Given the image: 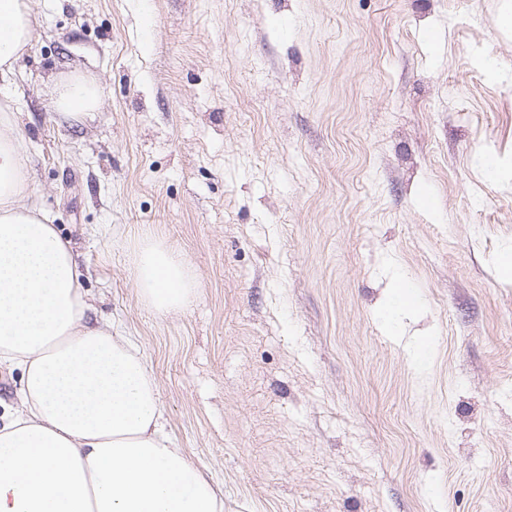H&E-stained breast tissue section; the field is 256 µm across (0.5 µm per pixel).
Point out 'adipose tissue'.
Wrapping results in <instances>:
<instances>
[{"label": "adipose tissue", "mask_w": 512, "mask_h": 512, "mask_svg": "<svg viewBox=\"0 0 512 512\" xmlns=\"http://www.w3.org/2000/svg\"><path fill=\"white\" fill-rule=\"evenodd\" d=\"M34 36L31 0H0V75ZM104 97L80 74L52 90L56 119L82 122ZM31 157L0 103V366L20 373L19 405L0 425V512H224V500L175 448L156 386L132 340L86 322L83 273L30 186ZM142 299L165 314L195 282L163 241L141 239Z\"/></svg>", "instance_id": "adipose-tissue-1"}]
</instances>
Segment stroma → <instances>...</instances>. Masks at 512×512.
Returning a JSON list of instances; mask_svg holds the SVG:
<instances>
[{"label": "stroma", "mask_w": 512, "mask_h": 512, "mask_svg": "<svg viewBox=\"0 0 512 512\" xmlns=\"http://www.w3.org/2000/svg\"><path fill=\"white\" fill-rule=\"evenodd\" d=\"M32 12L0 79L32 187L224 512H512V0ZM74 70L105 95L71 127ZM147 234L190 267L181 310L140 297ZM103 97L101 83L84 75L71 74L55 84L50 107L59 122L72 125L95 112Z\"/></svg>", "instance_id": "stroma-1"}]
</instances>
